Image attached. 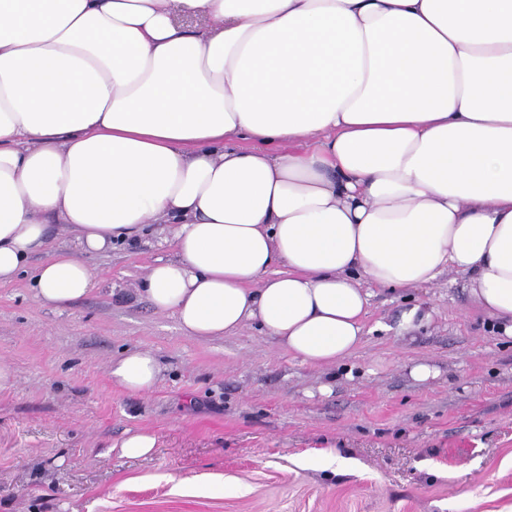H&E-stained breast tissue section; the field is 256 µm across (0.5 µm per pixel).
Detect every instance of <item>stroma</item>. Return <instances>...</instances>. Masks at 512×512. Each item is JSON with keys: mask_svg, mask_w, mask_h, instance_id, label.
I'll list each match as a JSON object with an SVG mask.
<instances>
[{"mask_svg": "<svg viewBox=\"0 0 512 512\" xmlns=\"http://www.w3.org/2000/svg\"><path fill=\"white\" fill-rule=\"evenodd\" d=\"M168 255L153 235L82 254L96 287L59 308L0 285V512H512V338L466 275L376 290L366 343L328 371L252 328L186 338L139 292ZM128 350L160 360L153 392L110 383ZM139 429L153 455L121 456Z\"/></svg>", "mask_w": 512, "mask_h": 512, "instance_id": "35a3bbf8", "label": "stroma"}]
</instances>
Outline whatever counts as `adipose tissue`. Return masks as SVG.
Wrapping results in <instances>:
<instances>
[{"instance_id": "obj_1", "label": "adipose tissue", "mask_w": 512, "mask_h": 512, "mask_svg": "<svg viewBox=\"0 0 512 512\" xmlns=\"http://www.w3.org/2000/svg\"><path fill=\"white\" fill-rule=\"evenodd\" d=\"M169 225L142 288L187 337L341 364L374 289L443 273L512 337V0H0V284ZM151 352L111 382L154 390Z\"/></svg>"}]
</instances>
